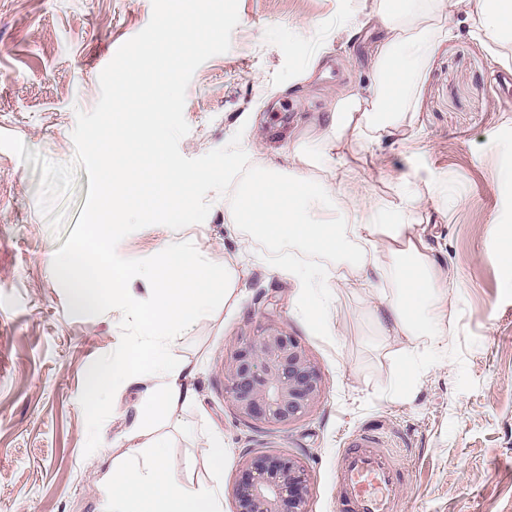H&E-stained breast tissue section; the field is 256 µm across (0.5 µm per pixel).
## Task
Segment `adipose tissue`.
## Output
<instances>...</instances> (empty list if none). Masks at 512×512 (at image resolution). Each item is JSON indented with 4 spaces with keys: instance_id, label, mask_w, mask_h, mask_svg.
Segmentation results:
<instances>
[{
    "instance_id": "adipose-tissue-1",
    "label": "adipose tissue",
    "mask_w": 512,
    "mask_h": 512,
    "mask_svg": "<svg viewBox=\"0 0 512 512\" xmlns=\"http://www.w3.org/2000/svg\"><path fill=\"white\" fill-rule=\"evenodd\" d=\"M415 0H373L367 22L379 33L369 50V62L378 78L367 93L348 91L336 96L328 113L330 123L323 142L344 141L348 134L364 136L372 130L410 126L415 116L408 92L424 70L438 40L450 38L439 28L433 11L416 8ZM448 8L464 13L474 34L485 38L492 51L512 45V0H448ZM348 173L336 176V201L344 215L340 224L311 222L315 196L297 194L276 178H260L238 209L239 221L252 225L268 240L304 245L315 252L346 254L350 242L382 244L391 265L380 267L393 279V296L380 298L394 335L417 343L423 336L446 335L449 282L441 278L426 240V228L406 221L403 206L383 208L361 200ZM157 284L154 304L138 315L149 341L113 354L95 382L123 387L139 376L158 380L157 391L146 393L136 424L146 428L172 414L177 405L190 403L194 367L172 356L183 330L211 306L220 279L204 258L169 245L164 263L153 270ZM129 456L147 455L140 466L113 462L107 477L101 512H224L220 477L224 471V437L214 434L208 449L214 481L199 486L185 480L167 462L161 437L139 443L136 436L122 438Z\"/></svg>"
}]
</instances>
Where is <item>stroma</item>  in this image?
Listing matches in <instances>:
<instances>
[{
	"mask_svg": "<svg viewBox=\"0 0 512 512\" xmlns=\"http://www.w3.org/2000/svg\"><path fill=\"white\" fill-rule=\"evenodd\" d=\"M366 13L364 0H239L229 51L188 86L182 155L224 147L239 131L252 165L335 183L336 153L316 132L337 93L373 83ZM151 15L152 0H0V133L71 161L77 111L96 105L101 71ZM437 22L455 36L437 46L419 83L414 129L345 145L359 192L383 206L407 199L409 221L426 226L450 283L448 334L424 372L404 381L407 342L377 310L390 279L369 267L362 288L345 263L327 264L331 338L317 337L298 312V280L238 229L229 196L208 193L203 223L148 226L117 246L143 259L174 242L216 268L233 264L232 300L200 315L174 350L196 369L195 402L151 427L167 460L196 483L208 482L210 437L223 433L224 512H234L237 469L256 449L298 457L310 512H333L336 459L364 431L379 434L405 470L396 512H512V260L497 240L512 230V58L497 64L462 15L443 11ZM295 146L303 160L289 157ZM41 176V166L0 148V512H99L107 463L127 457L116 441L157 383L116 391L101 445L84 455L79 396L90 365L119 345L122 314L68 307L52 270L61 242L38 209ZM270 326L308 348L325 385L315 410L286 429L241 420L224 391L227 352Z\"/></svg>",
	"mask_w": 512,
	"mask_h": 512,
	"instance_id": "1",
	"label": "stroma"
}]
</instances>
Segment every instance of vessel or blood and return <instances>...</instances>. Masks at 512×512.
Masks as SVG:
<instances>
[{"mask_svg": "<svg viewBox=\"0 0 512 512\" xmlns=\"http://www.w3.org/2000/svg\"><path fill=\"white\" fill-rule=\"evenodd\" d=\"M402 477L378 437L355 435L336 462V512H393Z\"/></svg>", "mask_w": 512, "mask_h": 512, "instance_id": "b4317fda", "label": "vessel or blood"}]
</instances>
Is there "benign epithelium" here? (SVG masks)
I'll return each mask as SVG.
<instances>
[{
	"label": "benign epithelium",
	"mask_w": 512,
	"mask_h": 512,
	"mask_svg": "<svg viewBox=\"0 0 512 512\" xmlns=\"http://www.w3.org/2000/svg\"><path fill=\"white\" fill-rule=\"evenodd\" d=\"M223 369L237 415L255 424L286 428L307 417L324 394L321 370L306 347L275 327L241 337ZM234 496L235 512H309L308 476L290 454L248 452Z\"/></svg>",
	"instance_id": "obj_1"
}]
</instances>
